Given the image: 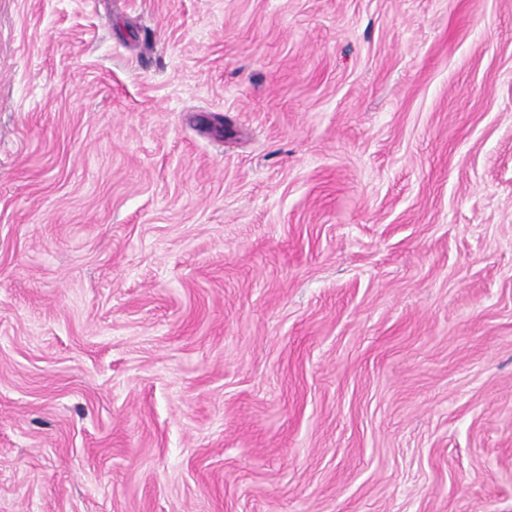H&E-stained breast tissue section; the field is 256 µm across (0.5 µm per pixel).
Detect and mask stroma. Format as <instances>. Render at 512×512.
<instances>
[{"label":"stroma","mask_w":512,"mask_h":512,"mask_svg":"<svg viewBox=\"0 0 512 512\" xmlns=\"http://www.w3.org/2000/svg\"><path fill=\"white\" fill-rule=\"evenodd\" d=\"M0 512H512V0H0Z\"/></svg>","instance_id":"35a3bbf8"}]
</instances>
